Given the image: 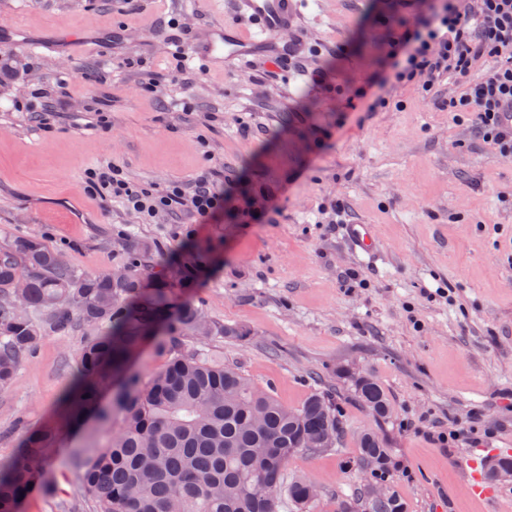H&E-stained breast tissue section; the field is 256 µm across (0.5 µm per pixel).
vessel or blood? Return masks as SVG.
<instances>
[{
  "label": "vessel or blood",
  "mask_w": 512,
  "mask_h": 512,
  "mask_svg": "<svg viewBox=\"0 0 512 512\" xmlns=\"http://www.w3.org/2000/svg\"><path fill=\"white\" fill-rule=\"evenodd\" d=\"M300 0H233L239 16L251 26L249 33L222 25L210 27L204 38L196 41L194 50L211 63L224 61L252 62L255 57H286L292 46L288 38L298 15ZM347 235L355 252L371 255L375 238L372 225L351 224Z\"/></svg>",
  "instance_id": "b4317fda"
}]
</instances>
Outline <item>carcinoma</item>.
Segmentation results:
<instances>
[{
  "label": "carcinoma",
  "instance_id": "cac0c4a2",
  "mask_svg": "<svg viewBox=\"0 0 512 512\" xmlns=\"http://www.w3.org/2000/svg\"><path fill=\"white\" fill-rule=\"evenodd\" d=\"M112 272L85 273L38 236L0 246V387L46 331L84 330L73 381L59 418L28 433L15 456L0 465V512H21L26 498L47 490V467L62 431L99 416L105 442L83 458L79 481L95 512H277L283 470L305 449L340 446L339 411L319 392L288 408L270 389L184 343L247 333L211 319L177 300L142 243ZM164 330V337L155 335ZM167 356L142 381L133 359L148 342ZM360 404L376 421L391 413L383 386L372 376L343 371ZM112 389V411L101 409ZM359 467L371 464L386 480L394 461L383 437L357 438ZM299 512H316L318 486L300 478L288 484ZM368 512H405L395 493L371 498Z\"/></svg>",
  "mask_w": 512,
  "mask_h": 512
}]
</instances>
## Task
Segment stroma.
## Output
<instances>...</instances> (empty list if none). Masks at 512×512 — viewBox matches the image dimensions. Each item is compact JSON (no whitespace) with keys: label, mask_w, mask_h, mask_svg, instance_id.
<instances>
[{"label":"stroma","mask_w":512,"mask_h":512,"mask_svg":"<svg viewBox=\"0 0 512 512\" xmlns=\"http://www.w3.org/2000/svg\"><path fill=\"white\" fill-rule=\"evenodd\" d=\"M409 14L398 0H303L294 33L310 66L333 69L326 90L285 69L258 83L250 65L199 59L169 81L173 41L245 29L219 0H0V244L36 235L90 273L140 242L168 279L198 262L175 295L248 333L202 340L212 358L290 407L336 397L340 450L297 452L284 471L317 483L320 512L363 492L355 437L376 427L406 512H512V479L484 475L483 498L460 491L468 452L512 448V158L413 86L364 111L355 92ZM103 160L136 186L187 189L217 168L229 198L208 224H145L86 191ZM247 206L256 219H242ZM339 206L372 225L374 258L352 251ZM82 339L46 333L0 389V462L53 419ZM344 369L386 389L387 423L355 401ZM104 441L94 421L66 432L52 492L22 512H93L73 451Z\"/></svg>","instance_id":"35a3bbf8"}]
</instances>
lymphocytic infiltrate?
Listing matches in <instances>:
<instances>
[{
    "instance_id": "1",
    "label": "lymphocytic infiltrate",
    "mask_w": 512,
    "mask_h": 512,
    "mask_svg": "<svg viewBox=\"0 0 512 512\" xmlns=\"http://www.w3.org/2000/svg\"><path fill=\"white\" fill-rule=\"evenodd\" d=\"M397 82L420 84L427 99H434L442 79L460 91L449 97L452 112L472 117L477 136L496 155L512 156V0H446L442 8L415 24L401 28L386 54ZM488 68L480 79L470 73L477 61ZM88 192L101 199H117L146 221L159 214L190 212L202 224L224 208V173L213 170L197 178L190 190L136 188L122 168L108 162L87 172Z\"/></svg>"
}]
</instances>
